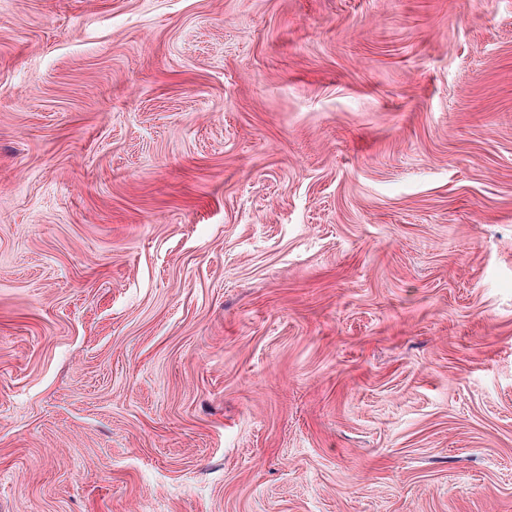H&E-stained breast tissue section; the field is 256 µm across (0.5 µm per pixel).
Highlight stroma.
I'll return each mask as SVG.
<instances>
[{"mask_svg":"<svg viewBox=\"0 0 512 512\" xmlns=\"http://www.w3.org/2000/svg\"><path fill=\"white\" fill-rule=\"evenodd\" d=\"M0 512H512V0H0Z\"/></svg>","mask_w":512,"mask_h":512,"instance_id":"1","label":"stroma"}]
</instances>
